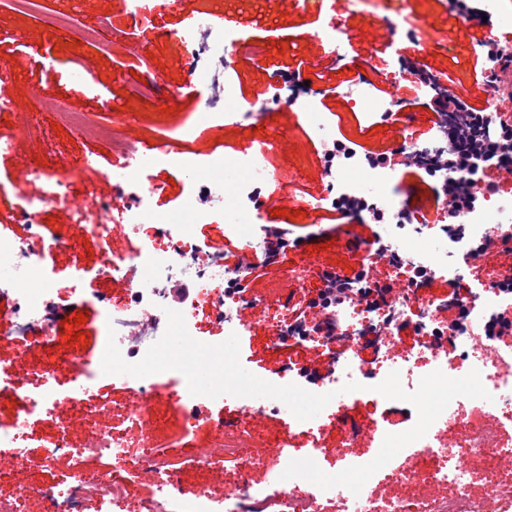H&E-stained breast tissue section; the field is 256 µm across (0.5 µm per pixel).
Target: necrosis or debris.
<instances>
[{
  "instance_id": "obj_1",
  "label": "necrosis or debris",
  "mask_w": 512,
  "mask_h": 512,
  "mask_svg": "<svg viewBox=\"0 0 512 512\" xmlns=\"http://www.w3.org/2000/svg\"><path fill=\"white\" fill-rule=\"evenodd\" d=\"M272 98L286 100L299 109L312 135L330 147L336 158L323 204L338 208L347 220L368 216L383 224L386 255L378 256L369 246L363 247V255L372 262L385 259L404 275L398 290H386L372 280L356 283L351 299L334 305L328 320L318 313L311 320L298 323L292 302H281L267 320L272 344L281 347L286 340L298 339L304 347L326 350L329 363L328 372L312 381L302 368L284 364L282 383H294L322 394L337 390L350 380L372 386L396 371L403 388L411 392L423 376L434 370L459 378L475 368L490 397L483 400L462 396L449 404L426 436L403 448L395 464L383 474L385 481L398 485L428 483L442 487V494L429 500L393 496L378 502L343 487L324 491L301 478L292 479L286 491L254 485L248 478L246 423L265 414L273 406V399L259 402L250 397L239 398L240 419L225 421L213 417L199 397L183 387L175 396L187 407V429L206 427L215 430L217 436L201 454L158 451L153 441H145L134 468L153 476L156 493L141 501L137 512H183L176 495V476L184 469L224 460L233 462L239 476L234 490L218 501L207 490H199L192 512H323L324 502L331 500L340 503L341 512H512V473H490L487 492L477 494L473 491L472 468L477 457L492 465L512 458V324L504 325L501 320L504 304L512 300V274L494 268L496 254L506 243L503 231L512 228V196L500 195L479 184L473 173L450 175L448 143L457 134L455 122L445 121L436 143L420 145L405 137L397 145L400 155L430 172L436 181L453 177L459 184L451 225L426 226L418 212L408 207L396 174L385 162L336 147V132L316 112L309 92L294 87L286 96L273 91ZM491 107L500 122L486 142L488 160L499 171H512V96L494 92ZM53 112L57 122L66 127L96 126L98 133L111 141L113 153L125 157L126 164L111 174L114 195L98 201L91 209L77 207L74 223L59 229L51 241H44L36 232L21 246L0 238V291L14 297L13 309L0 314V319L21 321L25 333L45 335L53 326L47 317L48 299L57 298L62 305L67 299L56 296L51 280L42 275L40 258L45 248L70 246L76 237L90 232L105 244L106 260L96 269V276L127 275L132 268L145 271L144 276L129 278L128 297L113 307L110 317L126 362L135 363L144 356L143 350L129 348L130 338L138 335L143 325L165 317L163 284L178 280L189 271L196 276L197 291L180 308L187 329H194L197 310L204 304L215 321L223 324L225 334L246 331L240 311L248 305V298L234 285L233 271L225 267L223 259L194 242L191 227L222 221L231 226L250 223L259 210L258 192L267 175L263 158L249 152L238 157L236 166L242 176L230 205L224 199L223 183L196 175L204 204L190 209V223L177 224L147 196L132 207L116 205L117 195L138 187L142 171L155 163V156L141 153L134 141L113 133L111 126L97 125L92 114L71 112L60 106L54 107ZM93 167V159L85 157L64 174L34 170L41 189L37 195L25 198L19 208L21 219L36 224L40 210L65 193L72 179ZM116 209L121 210L125 224L135 229L154 225L156 235L146 238L136 251L113 252L107 242ZM477 263L491 270L477 294L450 297L430 293L434 277L449 274L461 278ZM407 329L414 335V345L405 352H396L401 334ZM101 363L98 357L75 359L67 386L59 379V363L55 360L31 372L1 366L0 392L21 384L29 385L31 391L24 413L16 417L9 430H0V456L13 459L23 454L31 439L29 429L34 417L50 415L63 404L77 406L75 392L85 381L101 375ZM375 402L380 413L369 425L347 422L342 405L335 400L328 404L325 415L309 421L292 417L288 425L305 433L308 446L303 455L316 460L323 452L320 436L327 427L341 426L351 440L369 436L378 446L395 427L407 430L417 420V411L408 402L387 400L380 395ZM480 415L493 418L496 429H480L476 422ZM87 421L97 430L89 444L72 445L68 426L61 421L56 438L43 443V456L48 460L61 455L95 456L105 459V466L93 470L74 467L60 482L51 485L31 479L19 494H0V512H19V501L27 496L41 498L44 512H86L92 504L99 512H111L112 508L127 504L130 480L117 474L111 462L127 456L130 439L127 433L100 429L95 415H88ZM447 431L455 433L454 444L446 443L443 434Z\"/></svg>"
}]
</instances>
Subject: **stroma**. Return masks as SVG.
<instances>
[{"label":"stroma","mask_w":512,"mask_h":512,"mask_svg":"<svg viewBox=\"0 0 512 512\" xmlns=\"http://www.w3.org/2000/svg\"><path fill=\"white\" fill-rule=\"evenodd\" d=\"M202 12L223 15L225 21L201 29L198 15ZM59 13L74 16L76 27L53 41L46 36L44 20L46 15ZM104 16L111 22L105 29L99 26ZM386 16L398 20L411 40L410 49H402L400 42L390 38L382 22ZM332 24L340 25L347 34L346 59L340 63L334 60L333 47L315 37L316 31ZM85 31L95 32L94 42L82 41ZM176 31L193 36L200 53L198 70H191L187 59L172 50L167 35ZM220 38L236 44L256 42L263 45L264 52L239 54L229 68L212 51L213 43ZM485 38L495 44L512 45V29L458 26L448 0H167L165 6L148 15L132 9L128 0H43L41 12L29 16L0 4V66L5 69L0 76V98L15 103L14 108L0 111V138L14 143L12 152L0 154V185L13 196L34 195L41 184L31 180V167L61 172L75 159L87 155L97 159V169L84 172L69 195L43 210L41 232L47 237L72 221L74 202L93 205L111 195L106 161L110 143L92 128L53 129V115L42 107L46 101L75 112L103 115L115 132L135 141L167 142L202 166L212 154H223V168L212 171L211 176L223 180L228 197L238 177L234 168L237 157L258 139H266L272 147L267 154L269 174L260 194L266 199L284 198L283 208L292 212L291 223L297 234L317 240L318 246L304 251L289 249L283 260L264 268L261 277L247 285L251 304L241 315L250 331L240 339V362L246 370L271 383L277 381L280 368L288 361L321 370L327 365L321 349L272 347L265 316L288 296L295 307H308L315 290L300 288L299 276L320 268L354 276L363 266L356 243L369 238L370 231L364 224L344 220L324 223L322 212L311 209V201L326 190V163L300 112L274 104L259 121L236 116L235 104L224 98V80L229 73L237 74L238 95L244 102L266 100L273 84L297 79L308 82L317 92L316 103L340 116V126L348 139L373 150L388 149L409 207L434 225L444 218L445 202L436 200L424 184L407 175L392 144L404 133L419 139L432 127L436 116L430 108L415 104L420 81L398 68L396 52L404 50L406 59L419 63L421 68L449 76L453 96L482 107L487 94L474 82L473 65L478 42ZM76 69L84 70L85 83L72 80L71 73ZM150 70L159 71L164 83L153 96L144 98L136 90L140 77ZM359 71L379 88L397 93L400 121L388 122L386 129H379L378 119L356 117L349 104L337 96V89L355 83ZM188 82L193 83L194 90L186 96L182 90ZM204 112H220L225 119L205 124L200 119ZM35 122L46 128L45 138L33 142L21 137V130ZM201 128L207 131L202 138L197 135ZM140 183L155 188V206L179 222L184 221L187 206L198 197L189 176L165 162L145 170ZM292 189L298 194L294 201L286 198ZM102 255L98 239L84 235L72 248L47 252L43 260L56 291L69 298L70 315L81 313L87 317L79 326L84 343H69L70 329L58 321L50 344L0 346V365L30 370L53 352L83 358L97 355L103 307L126 300L127 281L91 276L79 280L73 269L78 264L98 268ZM175 380L172 373L152 378L160 397L143 410L142 431L175 453L188 447H207L215 436L211 429H199L187 441L182 438L185 412L168 394ZM141 386V379L129 375L102 376L85 396L84 404L92 408L110 403L111 413L101 415L100 422L121 430L127 426L123 411L137 401ZM249 430L246 451L254 460L249 478L261 485L270 475L282 474L287 466L273 448L275 440L287 436L292 447L306 445L305 436L289 435L288 420L279 413L252 421ZM55 433L53 419L42 417L33 430L35 447L24 453L21 465H5L0 489L23 487L33 473L54 482L73 466V459L67 456L44 461L39 444ZM236 482L229 463L187 468L178 476L184 500L194 498L202 487L213 498H223Z\"/></svg>","instance_id":"1"}]
</instances>
